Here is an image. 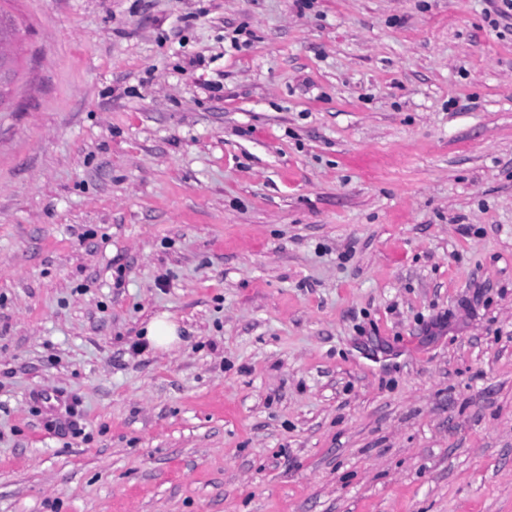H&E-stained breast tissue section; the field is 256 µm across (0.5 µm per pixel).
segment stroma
I'll list each match as a JSON object with an SVG mask.
<instances>
[{
	"mask_svg": "<svg viewBox=\"0 0 512 512\" xmlns=\"http://www.w3.org/2000/svg\"><path fill=\"white\" fill-rule=\"evenodd\" d=\"M0 7V512H512L501 0ZM178 333V325L163 313L151 319L146 336L153 347L167 351L180 341Z\"/></svg>",
	"mask_w": 512,
	"mask_h": 512,
	"instance_id": "stroma-1",
	"label": "stroma"
}]
</instances>
